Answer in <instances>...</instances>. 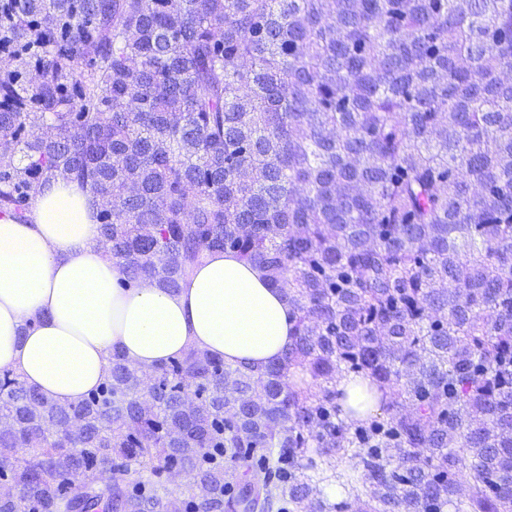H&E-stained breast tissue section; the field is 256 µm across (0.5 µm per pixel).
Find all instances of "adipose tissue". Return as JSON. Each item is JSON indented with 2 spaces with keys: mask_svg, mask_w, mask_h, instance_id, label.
I'll return each instance as SVG.
<instances>
[{
  "mask_svg": "<svg viewBox=\"0 0 512 512\" xmlns=\"http://www.w3.org/2000/svg\"><path fill=\"white\" fill-rule=\"evenodd\" d=\"M99 236L94 195L75 182L41 186L27 222L0 217V370L52 402L89 396L116 351L150 370L197 348L260 372L292 344L283 291L236 254L205 252L175 291L124 288Z\"/></svg>",
  "mask_w": 512,
  "mask_h": 512,
  "instance_id": "adipose-tissue-1",
  "label": "adipose tissue"
}]
</instances>
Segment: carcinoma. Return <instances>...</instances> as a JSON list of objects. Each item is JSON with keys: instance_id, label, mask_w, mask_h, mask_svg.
I'll return each mask as SVG.
<instances>
[{"instance_id": "1", "label": "carcinoma", "mask_w": 512, "mask_h": 512, "mask_svg": "<svg viewBox=\"0 0 512 512\" xmlns=\"http://www.w3.org/2000/svg\"><path fill=\"white\" fill-rule=\"evenodd\" d=\"M511 71L512 0H0V216L76 181L121 286L224 250L296 315L261 373L0 371V512H284L285 452L297 512H512Z\"/></svg>"}]
</instances>
